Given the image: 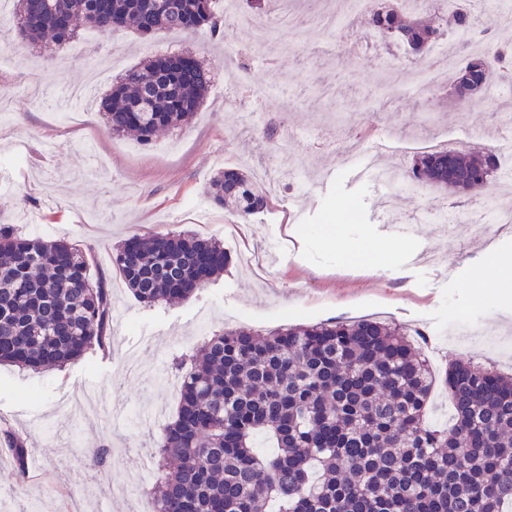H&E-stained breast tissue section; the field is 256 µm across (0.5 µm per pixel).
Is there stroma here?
<instances>
[{"label": "stroma", "mask_w": 512, "mask_h": 512, "mask_svg": "<svg viewBox=\"0 0 512 512\" xmlns=\"http://www.w3.org/2000/svg\"><path fill=\"white\" fill-rule=\"evenodd\" d=\"M277 31L226 25L155 39L121 30L82 31L63 46L39 49L16 32L0 68V92L11 97L0 120V224L93 250L91 277H114L112 250L129 236L195 231L223 242L230 255L277 251L266 277L232 263L188 299L145 306L122 286L112 296V352L89 347L64 368L39 371L0 365V429L25 439V474L0 453V512H142L138 492L111 498L88 466L106 449L107 477L131 480L154 454L165 422L175 417L174 364L203 339L239 325L265 333L287 324L380 317L409 326L427 322L441 339V369L481 363L512 373V302L478 287L485 249L466 222L444 232L432 201L370 173L366 157L342 160L352 117L390 144L387 165L410 168L416 155L449 144L490 146L512 89H492L468 108L448 95L428 101L397 90L386 72L395 46L355 41L329 58L282 52ZM130 67L155 55L189 53L206 64L210 83L189 124L159 132L148 144L106 133L101 99L119 77L113 54ZM259 94L249 126L231 77ZM292 137L300 170L291 181L265 171L271 206L247 222L208 196L217 170L242 163L261 170L275 139ZM263 170V169H262ZM340 241L327 244L323 225ZM374 261L348 266L346 251Z\"/></svg>", "instance_id": "stroma-1"}]
</instances>
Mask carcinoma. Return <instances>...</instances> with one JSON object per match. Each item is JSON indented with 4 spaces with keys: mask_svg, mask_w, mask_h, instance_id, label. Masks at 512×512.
Wrapping results in <instances>:
<instances>
[{
    "mask_svg": "<svg viewBox=\"0 0 512 512\" xmlns=\"http://www.w3.org/2000/svg\"><path fill=\"white\" fill-rule=\"evenodd\" d=\"M9 28L28 42L61 45L82 28H132L142 35L214 31L213 0H14ZM386 40L429 53L443 26L470 27L455 0L440 23L411 0L368 12ZM512 64V47L470 55L453 72L493 83L494 64ZM209 85L196 59L178 78L148 59L128 69L102 108L105 129L148 143L187 123ZM490 150L446 148L417 156L398 174L413 187L466 194L495 177ZM212 201L246 219L271 196L243 166L210 183ZM92 252L65 240L0 224V364L63 367L95 343L112 347V288L92 279ZM228 253L200 234L133 235L112 254L124 287L152 306L184 300L224 271ZM453 414L448 429L425 423L432 369L407 328L381 319L289 325L265 334L226 329L201 346L181 376L175 419L157 449L173 469L146 491L155 512H512V374L459 364L448 371ZM16 469L26 473L24 441L4 431ZM270 456L254 450L257 436Z\"/></svg>",
    "mask_w": 512,
    "mask_h": 512,
    "instance_id": "cac0c4a2",
    "label": "carcinoma"
}]
</instances>
